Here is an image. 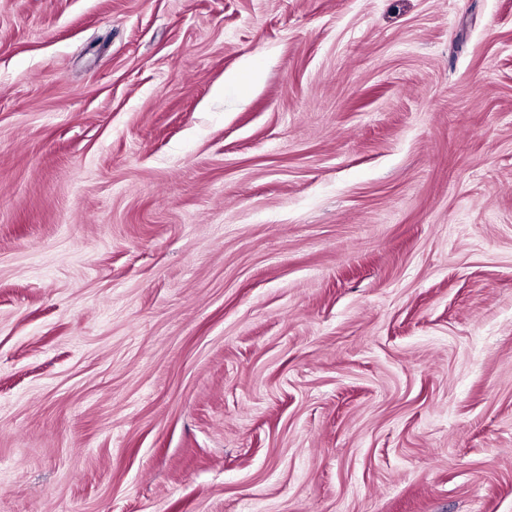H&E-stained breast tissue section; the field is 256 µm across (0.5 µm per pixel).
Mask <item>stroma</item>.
<instances>
[{"instance_id":"1","label":"stroma","mask_w":512,"mask_h":512,"mask_svg":"<svg viewBox=\"0 0 512 512\" xmlns=\"http://www.w3.org/2000/svg\"><path fill=\"white\" fill-rule=\"evenodd\" d=\"M0 512H512V0H0Z\"/></svg>"}]
</instances>
